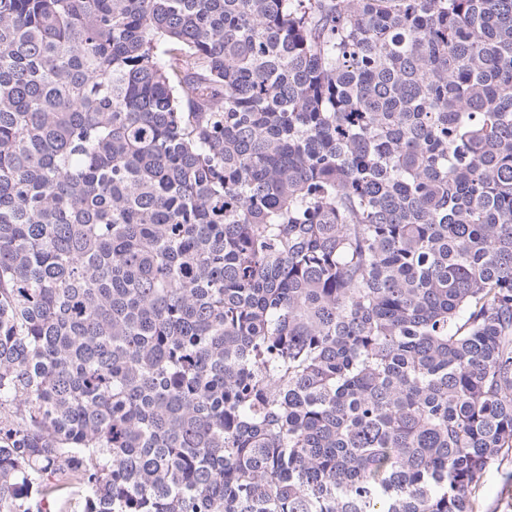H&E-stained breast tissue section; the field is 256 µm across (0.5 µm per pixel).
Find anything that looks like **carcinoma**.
<instances>
[{
	"label": "carcinoma",
	"mask_w": 512,
	"mask_h": 512,
	"mask_svg": "<svg viewBox=\"0 0 512 512\" xmlns=\"http://www.w3.org/2000/svg\"><path fill=\"white\" fill-rule=\"evenodd\" d=\"M512 451V0H0V512H474Z\"/></svg>",
	"instance_id": "1"
}]
</instances>
